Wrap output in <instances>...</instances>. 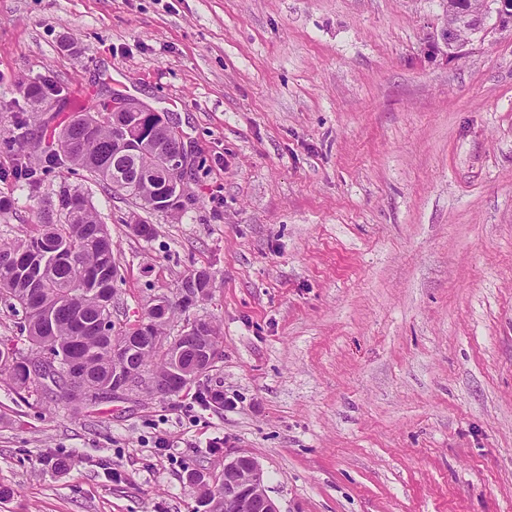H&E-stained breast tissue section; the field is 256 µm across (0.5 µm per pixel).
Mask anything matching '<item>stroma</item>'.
<instances>
[{
	"mask_svg": "<svg viewBox=\"0 0 512 512\" xmlns=\"http://www.w3.org/2000/svg\"><path fill=\"white\" fill-rule=\"evenodd\" d=\"M447 7L0 0V240L60 182L10 178L19 120L47 136L113 93L168 113L184 210L67 179L112 236L116 320L210 268L189 315L218 328L200 383L225 400L75 413L0 376V512H200L190 473L240 452L279 512H512V23L453 54L431 46ZM33 80L57 110L22 100Z\"/></svg>",
	"mask_w": 512,
	"mask_h": 512,
	"instance_id": "35a3bbf8",
	"label": "stroma"
}]
</instances>
